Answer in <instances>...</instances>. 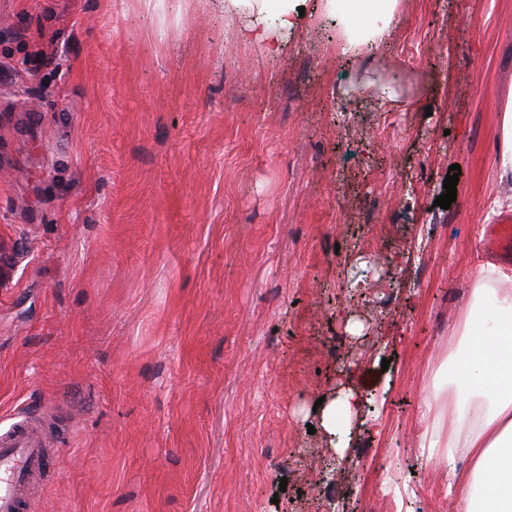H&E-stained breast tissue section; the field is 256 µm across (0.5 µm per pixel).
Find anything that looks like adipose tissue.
I'll return each instance as SVG.
<instances>
[{
	"instance_id": "1",
	"label": "adipose tissue",
	"mask_w": 512,
	"mask_h": 512,
	"mask_svg": "<svg viewBox=\"0 0 512 512\" xmlns=\"http://www.w3.org/2000/svg\"><path fill=\"white\" fill-rule=\"evenodd\" d=\"M396 0H326L342 22L343 52L387 33ZM446 378L425 401L433 418L428 445L461 449L468 469L449 466L459 512H512V274L484 259L473 277L471 302L451 333ZM451 410H444L442 395Z\"/></svg>"
}]
</instances>
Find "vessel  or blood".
Listing matches in <instances>:
<instances>
[{"label": "vessel or blood", "mask_w": 512, "mask_h": 512, "mask_svg": "<svg viewBox=\"0 0 512 512\" xmlns=\"http://www.w3.org/2000/svg\"><path fill=\"white\" fill-rule=\"evenodd\" d=\"M51 465L42 423L25 417L0 429V512H38L30 482Z\"/></svg>", "instance_id": "vessel-or-blood-1"}]
</instances>
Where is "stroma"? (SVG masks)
Wrapping results in <instances>:
<instances>
[{"instance_id":"obj_1","label":"stroma","mask_w":512,"mask_h":512,"mask_svg":"<svg viewBox=\"0 0 512 512\" xmlns=\"http://www.w3.org/2000/svg\"><path fill=\"white\" fill-rule=\"evenodd\" d=\"M304 7L0 0V421L64 428L40 512H457L425 398L512 264V0H398L355 57ZM256 2L260 11H264L271 6L270 2H278L274 6L277 8L278 27L281 30H288L295 26L297 22V1L301 0H253ZM501 149L497 157L498 176L501 181H512V101L509 100L502 114ZM359 402L351 392L344 394L339 400L330 404H325L321 409V425L324 431L335 437L336 427L340 421L351 415H356L359 409Z\"/></svg>"}]
</instances>
